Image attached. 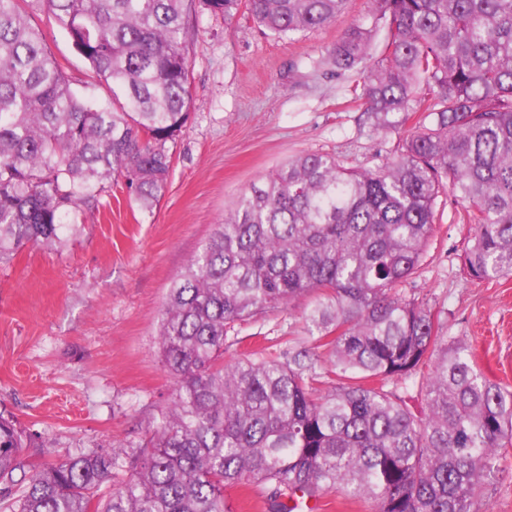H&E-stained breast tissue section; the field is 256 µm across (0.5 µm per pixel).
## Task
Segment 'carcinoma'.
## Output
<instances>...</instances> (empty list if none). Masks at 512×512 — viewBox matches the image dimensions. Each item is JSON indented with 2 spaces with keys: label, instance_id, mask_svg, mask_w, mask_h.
I'll use <instances>...</instances> for the list:
<instances>
[{
  "label": "carcinoma",
  "instance_id": "obj_1",
  "mask_svg": "<svg viewBox=\"0 0 512 512\" xmlns=\"http://www.w3.org/2000/svg\"><path fill=\"white\" fill-rule=\"evenodd\" d=\"M373 2L371 26L350 28L330 60L354 70L385 31L361 98L376 134L421 113L404 153L363 170L302 153L252 184L168 289L158 344L174 397L130 476L104 498L119 457L81 454L17 488L32 439L0 414L4 512H226L224 489L251 483L270 488L268 512L332 490L374 512H481L512 440V391L396 288L445 190L475 224L470 277L512 276V0ZM197 3L227 20L244 8L287 37L334 22L349 0H0V262L75 233L114 184L143 211L159 201L192 104ZM26 4L47 8L112 104L72 88ZM305 294L311 335H335L332 390L296 357L224 364L236 323ZM417 372L420 416L384 389Z\"/></svg>",
  "mask_w": 512,
  "mask_h": 512
}]
</instances>
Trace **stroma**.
I'll list each match as a JSON object with an SVG mask.
<instances>
[{"instance_id": "obj_1", "label": "stroma", "mask_w": 512, "mask_h": 512, "mask_svg": "<svg viewBox=\"0 0 512 512\" xmlns=\"http://www.w3.org/2000/svg\"><path fill=\"white\" fill-rule=\"evenodd\" d=\"M372 10L371 0H349L331 24L279 38L249 15L227 21L196 9L188 19L193 106L157 206L141 211L113 187L110 207L86 215L77 234L27 244L0 263V410L38 442L21 454L19 484L76 453L127 462L147 443L173 399L158 352L167 291L253 183L300 153H330L356 168L403 153L414 123L373 133L355 90L379 60L382 37L350 72L337 74L329 61L347 30L370 24ZM30 18L72 86L111 103V86L93 78L51 14L40 7ZM473 234L465 210L440 194L420 266L399 293L426 303L439 335L467 344L486 377L512 387V277H469L463 255ZM310 304L302 296L238 323L224 342L225 363L305 350L318 389H332L327 349L308 332ZM497 457L481 500L489 512H512V444Z\"/></svg>"}]
</instances>
